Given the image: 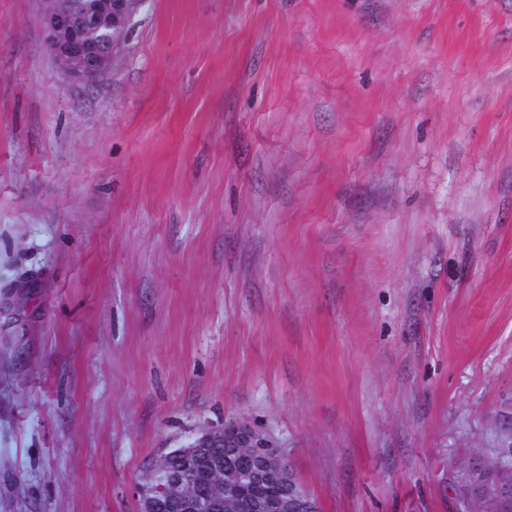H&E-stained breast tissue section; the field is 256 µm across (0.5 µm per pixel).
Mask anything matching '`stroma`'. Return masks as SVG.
Instances as JSON below:
<instances>
[{
    "instance_id": "stroma-1",
    "label": "stroma",
    "mask_w": 512,
    "mask_h": 512,
    "mask_svg": "<svg viewBox=\"0 0 512 512\" xmlns=\"http://www.w3.org/2000/svg\"><path fill=\"white\" fill-rule=\"evenodd\" d=\"M42 9L0 0V512H136L238 420L322 512H456L512 418V0H145L90 84Z\"/></svg>"
}]
</instances>
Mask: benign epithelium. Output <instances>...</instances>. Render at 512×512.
Masks as SVG:
<instances>
[{"instance_id": "obj_1", "label": "benign epithelium", "mask_w": 512, "mask_h": 512, "mask_svg": "<svg viewBox=\"0 0 512 512\" xmlns=\"http://www.w3.org/2000/svg\"><path fill=\"white\" fill-rule=\"evenodd\" d=\"M42 25L51 54L77 81L93 82L123 54L133 17L144 0H44ZM504 477L482 483L480 499L499 508L512 502V443L490 458ZM166 474L156 483L152 475ZM136 512H321L287 464L274 437L246 421L210 426L173 454L166 448L133 487Z\"/></svg>"}]
</instances>
